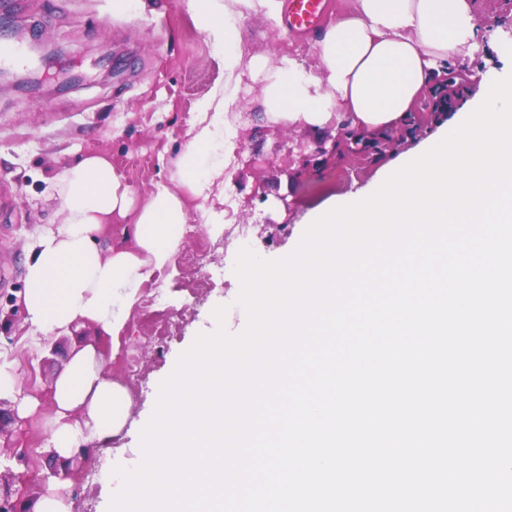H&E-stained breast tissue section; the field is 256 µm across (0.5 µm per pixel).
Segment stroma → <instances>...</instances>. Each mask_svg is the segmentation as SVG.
I'll use <instances>...</instances> for the list:
<instances>
[{"mask_svg": "<svg viewBox=\"0 0 512 512\" xmlns=\"http://www.w3.org/2000/svg\"><path fill=\"white\" fill-rule=\"evenodd\" d=\"M471 2L479 26L475 46L442 68L405 125L382 137L365 134L358 143L364 153L357 156L348 116L319 128L278 122L266 111L264 76L248 70V57L264 55L274 64L288 56L317 71V34L293 36L261 15L244 14V60L231 74L222 49L194 27L187 0H141L130 17L114 16L111 0H9L11 28L60 50L64 59L36 87L23 83V68L0 78V366L17 382L14 395L0 399V496L29 510L56 484L46 454L55 416L52 385L70 352L90 345L112 380H124L127 363L142 381L130 389L127 433L109 447L90 448L58 484L70 512H108L116 484L108 473L138 455L158 388L203 333L209 309L225 301L227 331L244 329L245 312L234 304L241 247L266 260L285 257L314 210L378 182L390 161L467 111L481 82L512 73V0ZM234 83L238 107L226 120L235 151L224 171V193L213 202L224 215L222 233L209 234V213L188 200L197 237L183 239L173 264L143 284L118 338L91 323L61 333L34 331L20 299L32 239L59 220L56 175L86 155L105 154L134 206L142 207L157 182L176 184L198 104ZM237 224L247 225V241L236 238ZM159 291L169 313L161 322L148 316Z\"/></svg>", "mask_w": 512, "mask_h": 512, "instance_id": "35a3bbf8", "label": "stroma"}]
</instances>
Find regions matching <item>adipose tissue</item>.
I'll return each mask as SVG.
<instances>
[{
  "label": "adipose tissue",
  "instance_id": "obj_1",
  "mask_svg": "<svg viewBox=\"0 0 512 512\" xmlns=\"http://www.w3.org/2000/svg\"><path fill=\"white\" fill-rule=\"evenodd\" d=\"M283 7V0H189L194 24L223 48L230 71L242 58L241 9L278 23ZM478 32L470 0H355L317 41L318 73L286 57L273 66L255 55L249 67L266 77L265 104L274 118L321 127L347 112L354 127L383 135L404 123L434 75ZM235 103L224 89L200 103L179 161L178 188L157 183L140 210H133L129 188L106 156L83 157L59 173L60 222L38 235L25 267L21 303L32 327L49 333L91 322L120 334L143 283L174 260L187 198L209 199L224 173L235 149L224 116ZM127 218L131 245L99 247L103 225ZM53 398L51 443L60 462L76 449L106 446L123 429L130 403L89 346L72 351ZM77 413L83 423L74 422Z\"/></svg>",
  "mask_w": 512,
  "mask_h": 512
}]
</instances>
